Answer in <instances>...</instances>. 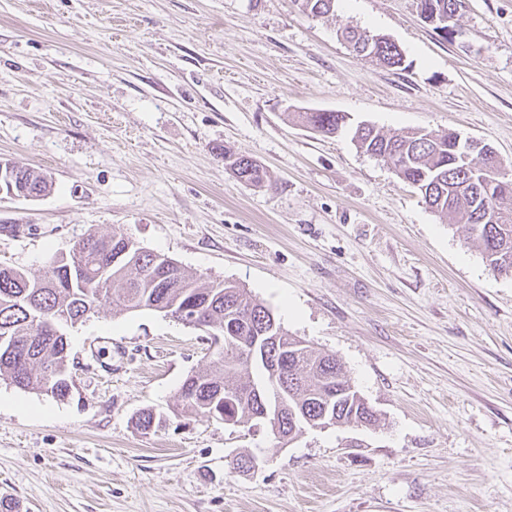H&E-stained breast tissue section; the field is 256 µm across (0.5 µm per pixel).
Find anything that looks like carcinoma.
I'll return each instance as SVG.
<instances>
[{"mask_svg": "<svg viewBox=\"0 0 512 512\" xmlns=\"http://www.w3.org/2000/svg\"><path fill=\"white\" fill-rule=\"evenodd\" d=\"M315 17L334 12L336 0H294ZM461 0H416L421 19L439 29L442 19L457 16ZM340 37L359 56L385 68H399L403 55L386 40L370 42L369 31L348 24ZM306 128L333 135L350 127L344 112H299ZM459 132L423 130L385 133L373 126L353 128L352 140L361 151L393 165L397 176L421 193L440 218L461 214L476 237L488 266L512 274V178L491 179L486 160L464 161ZM224 163L233 176L260 186L265 172L252 158L224 148ZM15 190L31 200L48 190L46 175L19 166ZM108 305L115 312L151 310L192 324L197 316L224 337L209 368L185 379L176 408L182 413L228 416L247 426L261 408L277 401L269 369L272 352L288 347L281 367L288 405L315 420L337 417L342 426L367 427L377 416L352 391L341 364L332 354L316 352L283 329L273 311L230 282L206 281L187 274L173 260L137 246L125 236L89 233L66 256L52 259L40 278L0 268V376L20 389L66 398L70 350L66 331ZM278 338V345L252 346L259 332ZM166 423L161 412H142V431Z\"/></svg>", "mask_w": 512, "mask_h": 512, "instance_id": "obj_1", "label": "carcinoma"}]
</instances>
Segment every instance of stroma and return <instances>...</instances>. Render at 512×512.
<instances>
[{
    "mask_svg": "<svg viewBox=\"0 0 512 512\" xmlns=\"http://www.w3.org/2000/svg\"><path fill=\"white\" fill-rule=\"evenodd\" d=\"M352 23L405 66L358 57ZM444 39L415 0H0V160L51 189L0 201V267L31 276L91 232L246 288L335 355L379 416L280 445L175 413L211 348L103 307L68 331L71 391L0 379V501L20 512H512V276L391 165L297 112L454 129L512 161V0H462ZM264 186L238 181L225 148ZM146 408L167 413L144 432ZM258 456L242 474L235 452ZM297 119L306 128L322 135H333L350 127V117L344 112H297ZM224 163L240 182L253 186H261L264 183L265 172L252 158L237 154L230 148H225Z\"/></svg>",
    "mask_w": 512,
    "mask_h": 512,
    "instance_id": "35a3bbf8",
    "label": "stroma"
}]
</instances>
